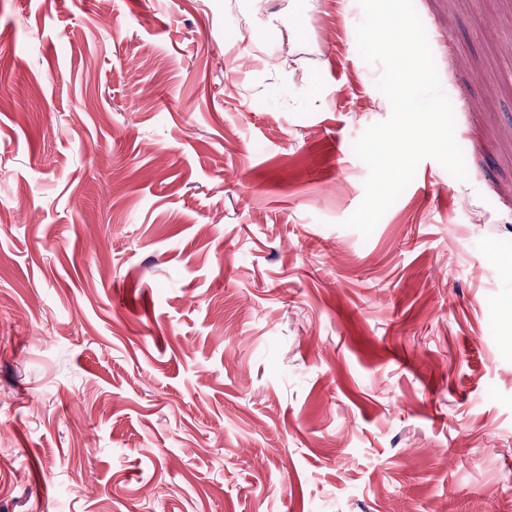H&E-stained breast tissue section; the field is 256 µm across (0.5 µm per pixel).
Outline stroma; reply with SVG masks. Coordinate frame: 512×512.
<instances>
[{"instance_id":"obj_1","label":"stroma","mask_w":512,"mask_h":512,"mask_svg":"<svg viewBox=\"0 0 512 512\" xmlns=\"http://www.w3.org/2000/svg\"><path fill=\"white\" fill-rule=\"evenodd\" d=\"M413 3L365 238L357 0H0V512H512V0Z\"/></svg>"}]
</instances>
